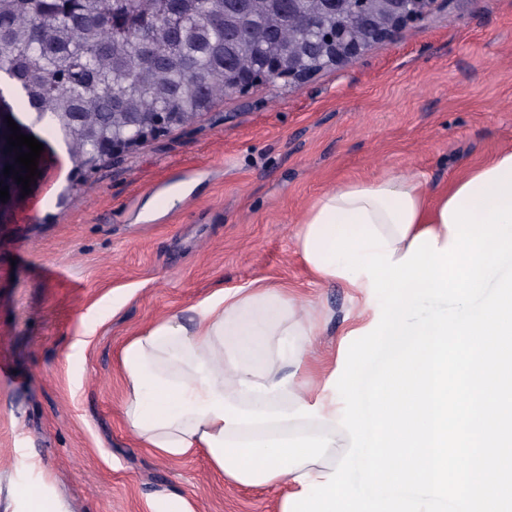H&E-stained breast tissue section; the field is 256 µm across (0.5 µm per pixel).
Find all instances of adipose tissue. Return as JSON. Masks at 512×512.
<instances>
[{"instance_id":"obj_1","label":"adipose tissue","mask_w":512,"mask_h":512,"mask_svg":"<svg viewBox=\"0 0 512 512\" xmlns=\"http://www.w3.org/2000/svg\"><path fill=\"white\" fill-rule=\"evenodd\" d=\"M512 166V149L429 187L423 173L387 171L323 192L301 218L295 253L308 273L335 282L323 264L340 230L375 228L396 257L428 232L447 246L442 213L450 200L473 208L496 171ZM314 309L298 310L284 285L255 280L220 288L189 315L166 313L131 336L119 364L124 418L141 447L176 460L206 452L214 470L244 486L306 492L337 466L347 432L335 397L305 392L294 342L316 333Z\"/></svg>"}]
</instances>
